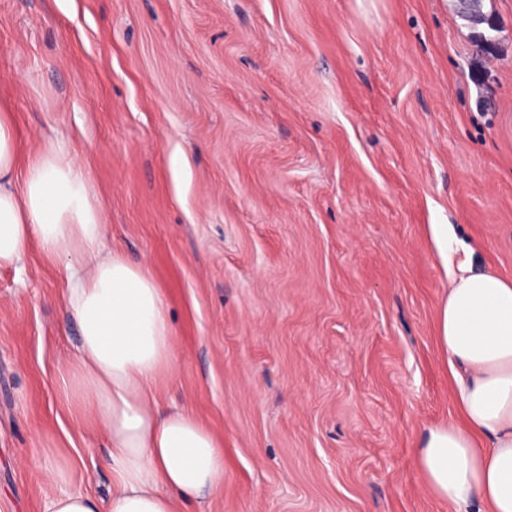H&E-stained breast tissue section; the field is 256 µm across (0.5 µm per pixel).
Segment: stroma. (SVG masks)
I'll return each mask as SVG.
<instances>
[{"instance_id":"stroma-1","label":"stroma","mask_w":512,"mask_h":512,"mask_svg":"<svg viewBox=\"0 0 512 512\" xmlns=\"http://www.w3.org/2000/svg\"><path fill=\"white\" fill-rule=\"evenodd\" d=\"M0 0V113L93 182L163 289L167 406L224 445L206 512H448L416 454L460 421L454 261L512 280V0ZM57 267L0 268V512H44L50 436L99 502L103 438L55 376Z\"/></svg>"}]
</instances>
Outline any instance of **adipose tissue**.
<instances>
[{
  "label": "adipose tissue",
  "instance_id": "1",
  "mask_svg": "<svg viewBox=\"0 0 512 512\" xmlns=\"http://www.w3.org/2000/svg\"><path fill=\"white\" fill-rule=\"evenodd\" d=\"M62 262L63 298L78 320L75 354L58 369L66 399L108 442L106 505L73 486L71 465L41 445L58 488L45 512H182L224 486V450L190 411L164 407L172 325L146 266L110 241L93 183L70 150L47 144L19 162L15 123L0 113V268L30 247ZM438 344L462 367V420L427 427L416 465L450 512H512V280L463 262L438 313Z\"/></svg>",
  "mask_w": 512,
  "mask_h": 512
}]
</instances>
